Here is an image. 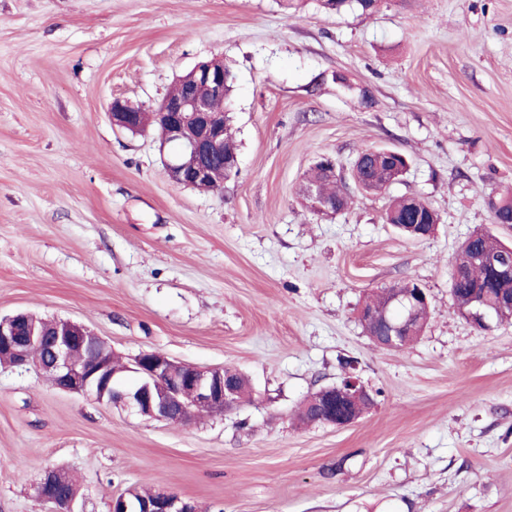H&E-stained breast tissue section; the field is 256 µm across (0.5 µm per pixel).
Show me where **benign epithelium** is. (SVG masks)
Instances as JSON below:
<instances>
[{
    "mask_svg": "<svg viewBox=\"0 0 512 512\" xmlns=\"http://www.w3.org/2000/svg\"><path fill=\"white\" fill-rule=\"evenodd\" d=\"M180 95L165 96L153 111L154 119L165 129L161 149L168 150L165 167L170 180L183 186L212 181L224 182L232 175L237 160L224 158V128L226 112L217 110L213 100L224 97V62L213 58L196 64L177 78ZM144 109L128 102L115 100L110 107L113 125L130 131L142 127ZM310 207L321 214L345 209L349 198H319L315 188L306 194ZM439 217L431 213L428 222L393 223L403 236L423 239L430 236ZM498 284L497 306L512 308V266L493 267ZM428 303L421 287L412 292L393 290L384 310L373 312L360 306L357 317L363 326L383 327L373 335L375 343L394 349L413 335L420 304ZM483 298L473 293L470 300L457 307L459 314L475 327L488 325L489 313L482 308ZM37 317L18 312L0 317V356L18 365L32 363L28 350L49 345L46 359L36 368L50 374L56 388L76 393L97 403H107L150 419L169 423H188L201 409L224 414L237 409L240 391L227 368H199L179 362L158 351H143L119 372L111 366L112 349L101 337L81 324L62 320L46 331L36 325ZM90 345L93 357L78 362L74 358L77 346ZM323 400L320 419L337 428L353 424L357 417L352 410L365 403L375 404L373 394L356 378L349 376L341 383L319 390ZM60 477L57 469H48L37 485L38 497L52 505L53 512H74L77 493L55 498L52 487ZM136 512H198L194 503L171 492H160L136 508Z\"/></svg>",
    "mask_w": 512,
    "mask_h": 512,
    "instance_id": "7a95c632",
    "label": "benign epithelium"
}]
</instances>
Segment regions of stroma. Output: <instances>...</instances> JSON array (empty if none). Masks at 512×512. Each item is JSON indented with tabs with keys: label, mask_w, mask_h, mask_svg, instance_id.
<instances>
[{
	"label": "stroma",
	"mask_w": 512,
	"mask_h": 512,
	"mask_svg": "<svg viewBox=\"0 0 512 512\" xmlns=\"http://www.w3.org/2000/svg\"><path fill=\"white\" fill-rule=\"evenodd\" d=\"M220 57L238 167L203 191L167 176L155 127L113 126V99L154 109ZM410 159L382 193L318 214L322 156ZM512 190V0H0V316L69 319L123 360L230 367L250 402L189 424L129 415L0 365V512H50L59 468L76 512L132 486L199 512H512V323L458 315L454 255L473 231L512 243L490 198ZM421 197L435 234L400 236ZM426 288L402 350L357 319L368 295ZM355 374L375 396L352 426L295 415ZM409 197H411L413 212L418 214L421 218L424 216L429 217L430 210H432V208L428 204L414 196H402L394 199L389 205L385 214V221L387 224L389 220L394 222L395 214L398 211H408L407 202L409 201ZM438 223L439 217H437L435 212H431V219L429 222L420 223L419 220L415 223L396 221L392 224L397 231L406 238L418 240L430 236L434 232L435 226ZM60 477V470L47 469L37 485L36 491L38 497L46 504H52V511L55 512H74L73 504L77 497V492L69 494L67 497L56 499L52 495V487ZM76 487L73 478L67 473H61L59 495L64 496L69 490Z\"/></svg>",
	"instance_id": "obj_1"
}]
</instances>
